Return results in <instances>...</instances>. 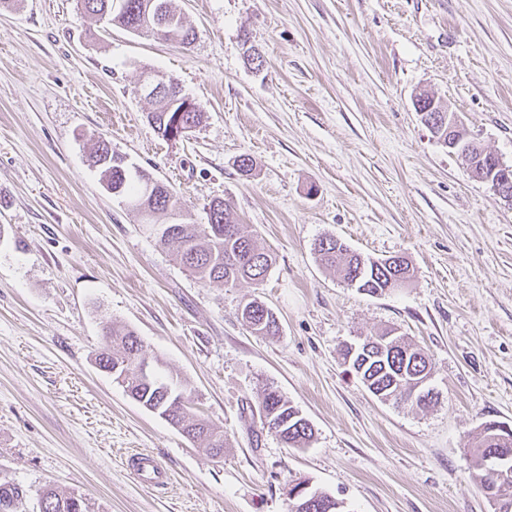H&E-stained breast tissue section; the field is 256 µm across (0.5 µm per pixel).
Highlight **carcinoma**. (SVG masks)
<instances>
[{
  "label": "carcinoma",
  "instance_id": "cac0c4a2",
  "mask_svg": "<svg viewBox=\"0 0 512 512\" xmlns=\"http://www.w3.org/2000/svg\"><path fill=\"white\" fill-rule=\"evenodd\" d=\"M83 13L108 25L136 34H147L158 40L176 44L189 50L196 40L195 30L177 13L171 0H77ZM182 89L173 80L167 81V94L150 99L152 110L147 119L162 138H169L178 114L175 102ZM205 119V111L185 112L181 117L182 132L193 131ZM93 166L99 171L100 181L107 191L119 189L115 197L128 208L136 211L156 233L154 218L165 215L176 219L174 231L158 237L159 242L172 248L181 265L195 278L210 282L234 285L245 281L256 287L262 285L273 264L271 254L261 249L253 237L243 233L233 219L232 207L226 200H214L206 211L207 222L197 224L184 212L178 196L163 182L153 179L144 171H131L124 158L112 150L105 138H98L92 155ZM314 254L326 268L336 271L342 281L368 295L386 294L404 287L412 273L408 262L393 270L383 264L372 263L371 258L351 250L335 237H322L314 243ZM248 319L246 326L262 336L278 335L279 326L270 308L253 299L241 311ZM104 345L96 356V363L112 374L128 396L142 407H161L168 414L166 422L191 442L200 441L203 449L213 457L224 455V431L208 419L191 411L187 384L172 376H156V383L145 382L137 365L144 354V345L137 333L128 326L110 322L103 327ZM396 353L382 356L371 347L362 352V358L350 362V368L360 380H368L380 393L382 402L411 403L427 408L434 400L422 401L412 396L409 378L432 375L429 356L403 336L395 337ZM405 368L407 377L400 378L394 367ZM172 387L176 398L164 399L160 388ZM249 411L262 416V429L274 434L288 448H305L312 441L314 431L310 422L297 417L294 407L276 388L267 386L261 392L257 405H248ZM508 456L512 469V443L500 446L490 443L485 435L470 449L472 479L477 488L492 503L494 512H512V473L496 475L489 470L486 458L494 452ZM25 496L17 484L0 480V512H17ZM38 500L47 504L44 512H87L82 497L65 494L47 484L38 491Z\"/></svg>",
  "mask_w": 512,
  "mask_h": 512
}]
</instances>
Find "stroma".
I'll return each instance as SVG.
<instances>
[{"label": "stroma", "mask_w": 512, "mask_h": 512, "mask_svg": "<svg viewBox=\"0 0 512 512\" xmlns=\"http://www.w3.org/2000/svg\"><path fill=\"white\" fill-rule=\"evenodd\" d=\"M172 5L196 32L191 50L105 26L76 0L0 8V478L25 490L19 512H37L48 483L89 512H288L299 481L348 512H494L469 446L486 422L512 425V205L413 101L434 95L512 163V0ZM145 70L179 83L203 124L159 136L138 92ZM98 136L196 223L229 200L273 256L264 283L190 276L101 185ZM325 235L404 256L414 276L381 296L346 287L313 253ZM254 298L278 336L243 326ZM110 320L187 381L194 412L224 430L223 458L96 366ZM389 328L433 363L427 410L380 402L340 356ZM266 384L310 421L308 447H284L245 413ZM134 450L169 468L168 489L129 476Z\"/></svg>", "instance_id": "35a3bbf8"}]
</instances>
